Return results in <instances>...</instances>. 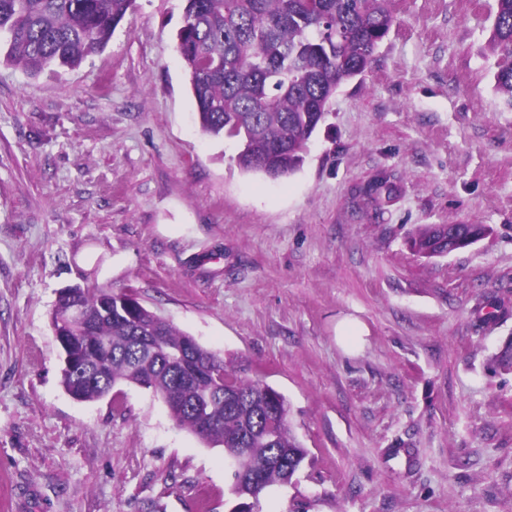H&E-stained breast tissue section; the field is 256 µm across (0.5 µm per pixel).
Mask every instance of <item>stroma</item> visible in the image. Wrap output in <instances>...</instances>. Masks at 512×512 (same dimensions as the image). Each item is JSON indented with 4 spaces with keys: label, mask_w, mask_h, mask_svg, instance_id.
<instances>
[{
    "label": "stroma",
    "mask_w": 512,
    "mask_h": 512,
    "mask_svg": "<svg viewBox=\"0 0 512 512\" xmlns=\"http://www.w3.org/2000/svg\"><path fill=\"white\" fill-rule=\"evenodd\" d=\"M184 0H136L74 70L0 62V512H233L232 467L149 390L60 385L61 289L132 288L283 395L308 456L255 512H512V107L494 0H395L298 171L203 134ZM432 224L488 233L413 252ZM368 328L357 354L336 324ZM489 50L498 57L496 89L512 107V0H495L494 22Z\"/></svg>",
    "instance_id": "1"
}]
</instances>
